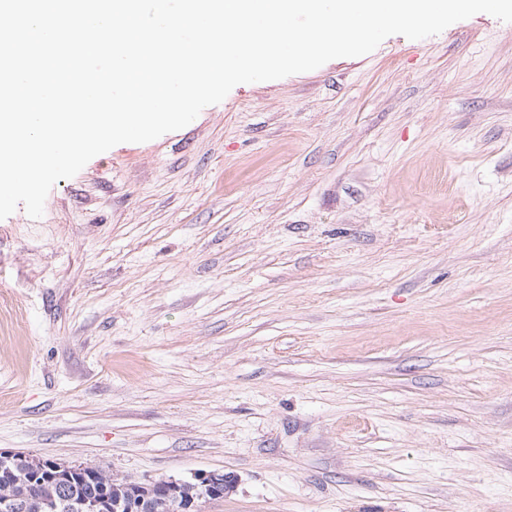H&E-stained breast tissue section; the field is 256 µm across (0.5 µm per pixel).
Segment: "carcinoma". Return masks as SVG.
Instances as JSON below:
<instances>
[{"instance_id": "1", "label": "carcinoma", "mask_w": 512, "mask_h": 512, "mask_svg": "<svg viewBox=\"0 0 512 512\" xmlns=\"http://www.w3.org/2000/svg\"><path fill=\"white\" fill-rule=\"evenodd\" d=\"M96 470L98 467L86 464L60 471L58 462L36 457L18 458L7 468L0 467L11 479L8 492L14 497V512H71L69 507L76 502L98 503L99 512H112L113 502L126 499L124 479L104 485L94 476ZM165 485L163 478L146 483L140 512H180L183 502L197 501L202 495L195 481L186 480L178 496L170 499ZM48 503L56 504L57 509H48Z\"/></svg>"}]
</instances>
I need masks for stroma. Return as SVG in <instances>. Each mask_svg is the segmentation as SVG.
Returning <instances> with one entry per match:
<instances>
[{
    "label": "stroma",
    "instance_id": "1",
    "mask_svg": "<svg viewBox=\"0 0 512 512\" xmlns=\"http://www.w3.org/2000/svg\"><path fill=\"white\" fill-rule=\"evenodd\" d=\"M0 451L512 512V23L237 85L0 220Z\"/></svg>",
    "mask_w": 512,
    "mask_h": 512
}]
</instances>
